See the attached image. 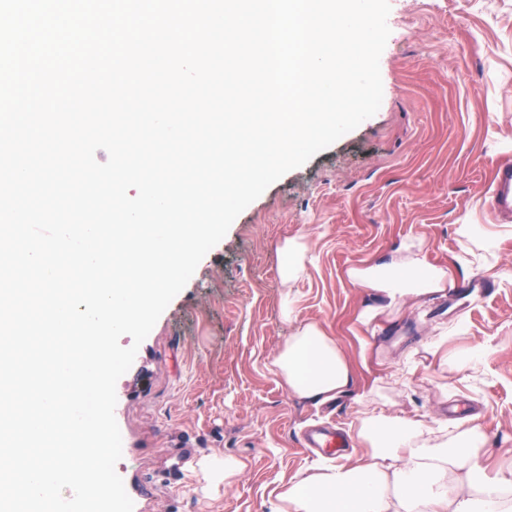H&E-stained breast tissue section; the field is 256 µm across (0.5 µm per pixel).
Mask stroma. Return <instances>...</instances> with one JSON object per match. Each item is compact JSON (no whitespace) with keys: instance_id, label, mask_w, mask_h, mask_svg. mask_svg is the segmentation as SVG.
Masks as SVG:
<instances>
[{"instance_id":"1","label":"stroma","mask_w":512,"mask_h":512,"mask_svg":"<svg viewBox=\"0 0 512 512\" xmlns=\"http://www.w3.org/2000/svg\"><path fill=\"white\" fill-rule=\"evenodd\" d=\"M387 23L378 112L235 218L119 378L126 445L116 471L134 512H273L281 485L318 461L300 448L301 431L332 420L348 428L357 409L349 397L299 400L274 372L308 322L352 361L367 357L372 376H396L387 413L444 424L449 402L470 400L490 439L486 471L512 463V222L491 205L496 167L512 161V0H390ZM461 224L495 244L466 269L456 261ZM291 238L309 253L288 323L280 269ZM408 239L451 269L445 293L396 320L355 324L367 295L348 269ZM471 347L483 351L480 373L453 370L448 358ZM224 456L245 470L228 486L206 481L208 460Z\"/></svg>"}]
</instances>
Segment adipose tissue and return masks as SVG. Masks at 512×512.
<instances>
[{
    "label": "adipose tissue",
    "mask_w": 512,
    "mask_h": 512,
    "mask_svg": "<svg viewBox=\"0 0 512 512\" xmlns=\"http://www.w3.org/2000/svg\"><path fill=\"white\" fill-rule=\"evenodd\" d=\"M306 254V243L296 239L282 248L281 315L287 321ZM348 277L369 293L356 316L367 327L444 292L449 272L429 266L420 245L408 241L385 260L350 269ZM272 365L299 399L327 404L351 395L358 405L351 423L357 447L348 461L292 478L274 512H512V465L485 474L481 457L489 437L480 426L467 417L444 428L386 413L376 404L378 385L356 390L351 362L319 323L299 327Z\"/></svg>",
    "instance_id": "adipose-tissue-1"
}]
</instances>
